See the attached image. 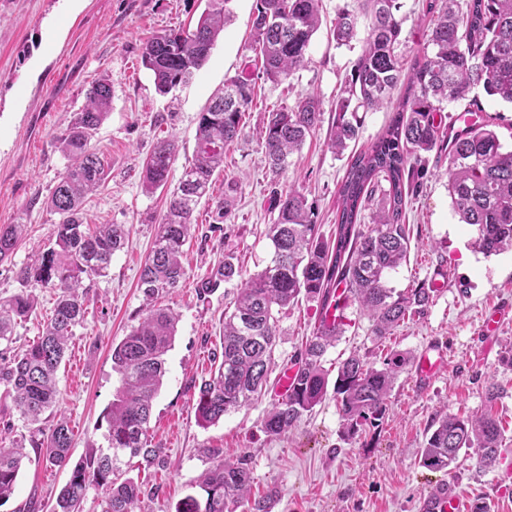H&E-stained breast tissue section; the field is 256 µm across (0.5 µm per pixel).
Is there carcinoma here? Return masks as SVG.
<instances>
[{
    "instance_id": "cac0c4a2",
    "label": "carcinoma",
    "mask_w": 512,
    "mask_h": 512,
    "mask_svg": "<svg viewBox=\"0 0 512 512\" xmlns=\"http://www.w3.org/2000/svg\"><path fill=\"white\" fill-rule=\"evenodd\" d=\"M229 2L207 0L194 29H164L143 42L142 64L151 72L158 94H171L206 63L224 30ZM358 3L359 12H342L334 23L336 42L346 45L357 37L358 16L368 21L361 54L334 106L328 149L343 155L360 139L359 113L381 108L403 81L404 94L383 133L349 156L337 190L334 239L319 234L314 203L290 189L274 200L277 216L267 231L273 248L269 263L247 274L228 253L224 263L201 281V295L223 281H237L233 309L224 313L221 363L202 382L196 398V415L203 426L218 423L261 393L276 346L279 314L301 296L317 303L319 325L294 360L295 378L288 393L267 411L264 432L275 438L286 435L329 393L336 400L345 437L383 423L394 383L414 363V356L391 351L376 366L352 354L340 362L332 379L322 359L342 335L344 322L329 325L327 317L330 309L353 301L372 322L373 341L379 343L405 320L425 314L433 303L437 291L424 284L405 290L389 286L391 273L409 258L405 209L419 195L428 165L436 168L448 161L445 174L452 208L461 223L476 227L475 243L481 253L489 257L512 248V151L503 149L489 124L453 135L443 115L445 105L465 98L476 85L512 104V0H467L464 10L457 0H426L428 38L407 69L399 51L398 0ZM320 25L319 0H256L252 37L261 78L277 85L287 81L305 63ZM253 95L248 79L233 77L198 113L194 158L169 194L140 274L146 300L142 317L112 350L113 368L121 377V388L107 412L108 439L115 453H152L147 447L148 425L165 376L164 356L172 348L179 320L173 309L152 302L159 294L174 291L184 276L183 247L191 236L193 213L209 193L215 172L224 170V148L240 136L242 115ZM85 97L83 108L56 138L71 163L59 174L46 202L59 216L51 232L52 245L17 271L19 291L0 298V386L21 417L32 423L57 402V372L74 329L85 318L83 279L106 275L127 235L123 224H101L90 231L83 221L86 196L108 178L90 142L111 110L112 85L98 78ZM323 115L321 101L313 94L267 113L264 160L271 170L285 169L288 157L323 123ZM176 151L173 139L157 142L142 168L145 191L167 187ZM238 189L237 179H224L222 217L231 214ZM372 204L371 227L365 229L358 215ZM23 229L22 224L0 227L1 263L14 253ZM39 286L57 289L55 307L37 340L14 353L15 328L32 311ZM502 439V427L490 407L480 415L447 414L427 434L421 463L447 472L461 450L472 449L479 464L490 468L498 462ZM40 446L49 463L71 467L53 512H83L91 484L104 490L103 512H134L140 488L131 478L114 476L111 455L70 464L72 435L62 421ZM204 453L210 465L198 484L201 493L186 495L174 512H236L242 505L247 512H271V496L251 498L248 453L232 462L224 461L216 448ZM23 458L21 449L0 445V504L14 494Z\"/></svg>"
}]
</instances>
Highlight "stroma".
<instances>
[{
  "label": "stroma",
  "instance_id": "35a3bbf8",
  "mask_svg": "<svg viewBox=\"0 0 512 512\" xmlns=\"http://www.w3.org/2000/svg\"><path fill=\"white\" fill-rule=\"evenodd\" d=\"M400 51L412 58L426 34L423 0H399ZM205 0H0V225L21 223L25 233L7 263L0 265V297L14 294L17 270L50 243L58 217L45 201L68 163L56 146L73 115L85 103L97 78L112 85V110L91 141L104 160L105 186L84 204L87 224H123L125 247L112 257L107 276L84 280L86 314L69 340L57 378L59 399L41 427L15 410L0 390V438L22 445L26 457L16 491L0 512H51L70 471L46 464L38 448L39 428L65 421L72 433L71 455L79 461L108 447L105 414L121 386L112 349L137 325L143 307L141 267L152 247L155 223L166 206L164 191L145 192L140 179L144 158L156 143L176 138L178 152L169 184L177 186L195 149L197 115L226 79L244 76L255 85L254 101L242 132L224 154V171L193 214L194 228L183 257L185 275L177 291L160 305L180 314L174 344L166 355V374L154 400L148 441L154 453L143 457L122 452L114 460L117 475L141 487L136 512H174L176 503L197 493L196 481L207 468L205 449L219 448L225 460L251 456L253 488L262 496L276 491L271 512H420L423 497L437 484H454L462 499L480 497L491 512H512V368L502 357L512 342V249L484 256L474 247L476 230L460 223L448 197V177L431 169L423 189L406 208L411 250L390 278L402 290L447 273V286L422 318L401 324L375 343L371 323L357 304L345 310L347 325L323 359L328 370L352 352L381 356L391 350L420 355L443 350L447 367L430 384L402 372L389 398V413L376 428L354 439L341 437V417L326 398L290 433L279 438L263 431L266 411L275 402L267 390L251 405L227 413L219 423L199 425L194 394L221 360L220 330L234 286L217 288L206 299L196 289L225 253L243 269L261 270L271 258L266 237L272 223L273 196L298 188L316 205L323 237L336 228V192L347 168L346 157L326 147L331 124L323 122L307 138L287 168L273 173L264 161L261 131L267 112L292 105L302 95L319 96L324 109L335 103L367 32L359 19V37L337 45L331 23L342 10L354 11L357 0H321L322 24L308 49V61L289 84L259 79L250 38L255 0H230L229 18L208 61L175 94L159 95L141 62V45L153 33L195 24ZM241 177L230 219L219 218L224 180ZM34 312L15 330L16 348L41 334L57 297L51 287L36 290ZM506 315L495 335L480 331L489 306ZM315 303L300 300L280 316L274 368L290 366L318 322ZM500 395L488 403L487 383ZM493 408L505 430L497 464L479 466L473 452L460 453L450 472H432L420 463L428 427L444 414L479 413Z\"/></svg>",
  "mask_w": 512,
  "mask_h": 512
}]
</instances>
